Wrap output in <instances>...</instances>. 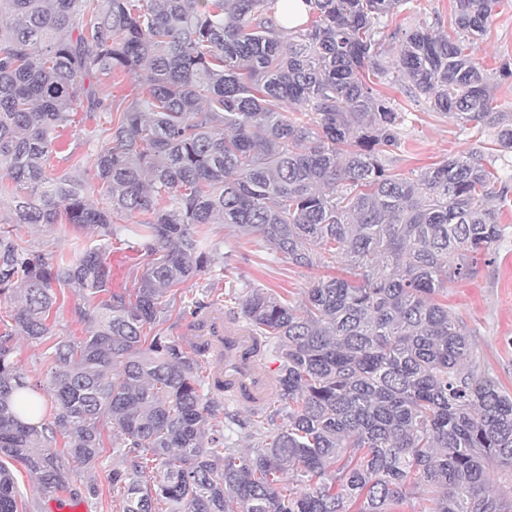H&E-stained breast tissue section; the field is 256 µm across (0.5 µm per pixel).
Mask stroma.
Instances as JSON below:
<instances>
[{
	"instance_id": "1",
	"label": "stroma",
	"mask_w": 512,
	"mask_h": 512,
	"mask_svg": "<svg viewBox=\"0 0 512 512\" xmlns=\"http://www.w3.org/2000/svg\"><path fill=\"white\" fill-rule=\"evenodd\" d=\"M454 6V0H412L409 9L393 17L391 25L405 31L423 22L437 32L447 33ZM475 57L484 69L496 75L494 107L512 112V76L498 73L503 63H512V0H497L491 30L480 42ZM376 88L404 116L400 127L402 145L385 158L395 172L409 177L448 155L478 147L492 148L493 130L462 128L453 115L437 112L426 99L409 97L393 78L377 80ZM108 119L105 112L91 117L82 112L76 115L61 138V155L50 161L52 176L92 180L96 157L105 146L101 129ZM500 221L506 227L504 238L495 244L489 259L479 260L475 278L449 286L448 305L472 330L474 357L512 393V197L503 203ZM120 227L110 253L113 282L115 286L128 287L145 272L150 258L133 250L138 241L136 218L125 219ZM12 233L24 246L42 253L52 263L73 258L76 245H87L97 238L95 227L71 224H19L13 226ZM209 235L212 262L208 270L184 284L182 293L186 299L207 305L218 302L224 310L235 312L239 309L238 297L258 287L296 301L325 272L289 264L257 238L225 224L210 225ZM228 283L235 290V299L224 296ZM56 293L58 301L50 312V339L35 342L17 336L12 341L16 358L31 380L41 385L49 380L53 341H78L88 331L87 325L77 323L73 314L81 297L65 285L58 286ZM104 441L105 448L95 468L78 466L69 476L74 487L89 483L96 487L95 494L85 496L74 512H119L121 497L112 488L111 476L113 470L126 469L128 463L121 454L117 429L106 428Z\"/></svg>"
}]
</instances>
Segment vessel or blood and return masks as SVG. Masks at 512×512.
Listing matches in <instances>:
<instances>
[{
	"mask_svg": "<svg viewBox=\"0 0 512 512\" xmlns=\"http://www.w3.org/2000/svg\"><path fill=\"white\" fill-rule=\"evenodd\" d=\"M229 320L223 311H208L199 319L200 336L187 347L203 361L212 354L223 355V363L213 364L209 370L211 386L228 401L258 415L272 403L276 380L265 367L259 336L244 326L228 329Z\"/></svg>",
	"mask_w": 512,
	"mask_h": 512,
	"instance_id": "1",
	"label": "vessel or blood"
}]
</instances>
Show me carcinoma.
I'll return each mask as SVG.
<instances>
[{
  "label": "carcinoma",
  "mask_w": 512,
  "mask_h": 512,
  "mask_svg": "<svg viewBox=\"0 0 512 512\" xmlns=\"http://www.w3.org/2000/svg\"><path fill=\"white\" fill-rule=\"evenodd\" d=\"M278 2L0 0V206L13 224L105 237L52 264L0 227V295L23 290L0 334V512H18L14 464L62 489L69 464L95 466L107 424L129 457L112 470L120 512H404L421 489L418 512H512V394L475 364L471 331L443 302L503 236L498 203L512 186L479 150L412 178L388 168L403 117L365 80L386 73L380 57L397 40L406 89L495 130L496 151L512 153V113L493 107L474 57L496 0H455L453 33L402 38L388 18L407 0H306L309 18L290 32ZM127 74L137 94L110 106L97 185L49 183L77 108L103 107L97 78ZM132 215L136 252L152 262L116 288L109 248ZM208 224L297 267L339 255L350 266L295 303L265 288L242 297L283 412L252 451L225 435L236 418L215 421L199 360L156 330L177 286L210 262ZM55 283L92 304L74 313L93 330L53 345V423L39 431L20 419L41 394L9 342L49 336Z\"/></svg>",
  "instance_id": "cac0c4a2"
}]
</instances>
